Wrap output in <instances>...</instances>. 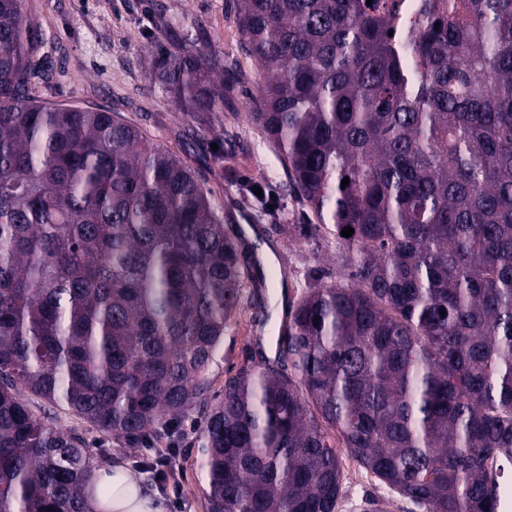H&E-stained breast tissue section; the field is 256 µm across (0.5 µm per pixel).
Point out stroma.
Listing matches in <instances>:
<instances>
[{
    "instance_id": "obj_1",
    "label": "stroma",
    "mask_w": 512,
    "mask_h": 512,
    "mask_svg": "<svg viewBox=\"0 0 512 512\" xmlns=\"http://www.w3.org/2000/svg\"><path fill=\"white\" fill-rule=\"evenodd\" d=\"M27 8L63 47L48 104L119 113L199 174L229 234L251 246L267 239L275 250L273 261L263 268L266 290L244 305L235 332L225 337L211 368V393L219 395L245 337H260L265 354L274 355L286 301L297 300L306 284L336 283L341 272L335 238L303 233V225L315 218L306 201L290 189L275 148L248 117L261 72L243 49L232 0H27ZM174 35L238 72L234 103L217 118L203 122L180 111L153 79L150 64L168 49ZM252 182L263 183L276 201L277 220L260 216L246 191ZM277 222L293 225L292 236L274 232ZM282 267L288 270L284 283L277 276ZM54 423L96 448L99 466L118 464L133 471L140 496L154 501L159 512H206L207 486L198 469L204 427L200 411L186 414L165 431V442L176 447L181 462L176 494L139 469V462L153 457L146 442L114 440L63 410L56 411ZM342 471L336 512H364L371 501L381 512H421L352 457L343 456Z\"/></svg>"
}]
</instances>
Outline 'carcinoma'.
Returning <instances> with one entry per match:
<instances>
[{
    "instance_id": "obj_1",
    "label": "carcinoma",
    "mask_w": 512,
    "mask_h": 512,
    "mask_svg": "<svg viewBox=\"0 0 512 512\" xmlns=\"http://www.w3.org/2000/svg\"><path fill=\"white\" fill-rule=\"evenodd\" d=\"M447 2L416 22L378 0H234L262 73L250 117L347 281L288 303L275 357L246 342L211 406L224 335L265 287L244 240L118 113L43 104L58 47L0 0V512L112 497L26 392L154 444L204 408L207 512H336L343 451L423 512H506L512 0ZM153 75L206 116L238 85L178 43Z\"/></svg>"
}]
</instances>
